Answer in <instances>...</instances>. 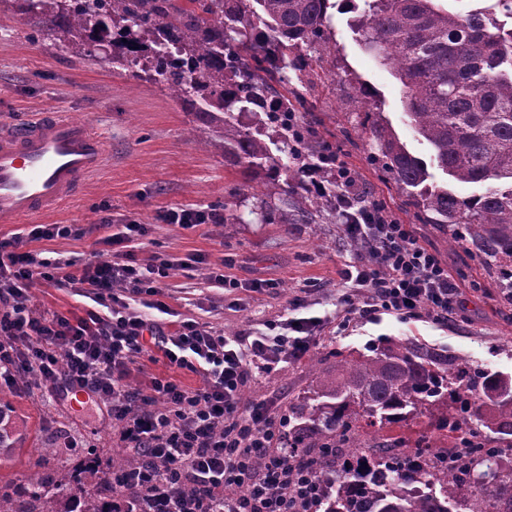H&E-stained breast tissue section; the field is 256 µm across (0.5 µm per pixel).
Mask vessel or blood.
Segmentation results:
<instances>
[{"label": "vessel or blood", "mask_w": 512, "mask_h": 512, "mask_svg": "<svg viewBox=\"0 0 512 512\" xmlns=\"http://www.w3.org/2000/svg\"><path fill=\"white\" fill-rule=\"evenodd\" d=\"M103 159V140L90 124L57 113L0 131V223L14 224L59 207Z\"/></svg>", "instance_id": "vessel-or-blood-1"}]
</instances>
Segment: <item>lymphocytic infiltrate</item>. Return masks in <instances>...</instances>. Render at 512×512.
Segmentation results:
<instances>
[{"mask_svg":"<svg viewBox=\"0 0 512 512\" xmlns=\"http://www.w3.org/2000/svg\"><path fill=\"white\" fill-rule=\"evenodd\" d=\"M302 176L318 192L335 188L340 230L357 247L340 271L337 331L382 314L443 324L458 313L459 286L447 266L411 225L366 200L344 162L323 158L304 165ZM147 231L128 221L74 271L21 248L27 237L71 236L74 225L36 224L28 235L0 239V379L85 390L109 406L120 443L140 459L113 487L114 505L129 512H294L295 501L315 500L319 474L299 471L286 446L287 416L273 413L272 400L244 393L256 371L305 359L325 318L300 296L291 301L297 319L269 321L262 332L228 336L171 320L161 294L176 263L157 256L142 264L129 248ZM38 281L81 289L92 306L77 318L40 311L30 293ZM156 351L168 367L200 375L203 387L158 376L148 391L131 388V366ZM129 481L146 486L141 500L126 501Z\"/></svg>","mask_w":512,"mask_h":512,"instance_id":"obj_1","label":"lymphocytic infiltrate"}]
</instances>
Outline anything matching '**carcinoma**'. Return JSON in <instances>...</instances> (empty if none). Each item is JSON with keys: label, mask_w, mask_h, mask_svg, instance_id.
<instances>
[{"label": "carcinoma", "mask_w": 512, "mask_h": 512, "mask_svg": "<svg viewBox=\"0 0 512 512\" xmlns=\"http://www.w3.org/2000/svg\"><path fill=\"white\" fill-rule=\"evenodd\" d=\"M15 12L39 19L44 39L86 57L111 48L109 60L138 68L164 85L253 176L302 179L280 163L261 134L239 116L262 110L279 151L298 163L336 153L320 131L314 106L288 70L304 72L336 53L327 34L332 0H12ZM375 59L403 87L407 125L431 148L430 161L410 152L364 83L351 85L353 121L368 135L370 159L415 209L465 240L512 288V35L491 16L512 15V0H474L465 13L444 0H342ZM178 41L182 64H164ZM299 124L288 126V113ZM461 196L431 183L429 165ZM297 216L336 212V193L304 192ZM260 224L288 223V201H256ZM332 373L318 377L291 407L288 447L312 464L332 449L320 478L325 512H512V376L449 362L404 342L372 353L335 352ZM429 414L434 433L455 439L464 454L448 459L425 437L414 448L375 445L380 433ZM44 448L36 469L14 490L0 487V512H116L112 483L136 463L117 468L91 455L78 470L56 464ZM410 482L440 486V498L413 497Z\"/></svg>", "instance_id": "cac0c4a2"}]
</instances>
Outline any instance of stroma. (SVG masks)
Segmentation results:
<instances>
[{
	"instance_id": "1",
	"label": "stroma",
	"mask_w": 512,
	"mask_h": 512,
	"mask_svg": "<svg viewBox=\"0 0 512 512\" xmlns=\"http://www.w3.org/2000/svg\"><path fill=\"white\" fill-rule=\"evenodd\" d=\"M36 24V18L19 17L0 0V125L16 127L45 112L87 121L105 142V160L63 206L32 223H0V238L28 233L36 222L74 224L78 235L34 240L25 248L51 260L79 263L107 236L99 225L107 212L116 225L131 219L147 225V236L134 247L140 262H151L158 254L176 260L202 255L239 280L271 284L261 292H236L229 302L223 289L202 273L173 271L163 300L182 318L221 327L231 336L262 329L266 322L287 315L290 300L298 295L308 296L312 313L334 314L344 292L339 270L355 252L341 235L338 218L314 224L258 223L252 212L255 196L281 199L282 183L261 180L255 196H233L243 178L241 168L225 161L220 148L206 145L207 130L167 90L51 42H34L30 34ZM330 28L336 43L334 71L301 74L295 85L334 133L336 149L357 172L367 199L383 205L401 223L413 225L419 242L447 264L461 289L462 310L445 325L383 315L357 321L342 335L327 327L313 350L320 369L333 367L335 351L365 352L402 341L464 359L478 369L512 375V305L500 300L494 272L473 254L470 244L449 243L439 225L418 223L413 208L371 164L365 133L348 121L345 78L350 75L375 91L381 111L408 149L429 158V145L403 121L399 80L364 48L351 27L350 12L333 9ZM227 205L242 216V223L184 230L159 219L171 208L220 211ZM31 293L45 312L82 317L89 306L76 288L37 283ZM314 383L308 361L282 363L274 371L257 373L245 396L274 399L275 412L284 414ZM0 399L12 408L7 430L21 438L16 449L0 450V486L26 480L39 449L48 446L59 448V461L71 467L82 463L85 453L104 460L119 450L107 407L89 392L0 382ZM67 438L79 443L80 453L64 449Z\"/></svg>"
}]
</instances>
